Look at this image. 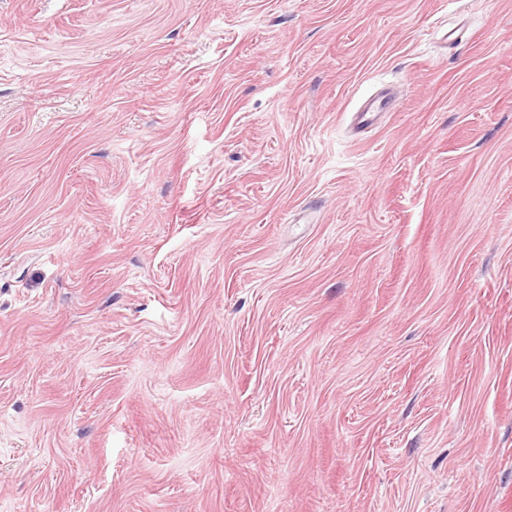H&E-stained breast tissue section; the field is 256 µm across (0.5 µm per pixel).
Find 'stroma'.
<instances>
[{
  "label": "stroma",
  "mask_w": 512,
  "mask_h": 512,
  "mask_svg": "<svg viewBox=\"0 0 512 512\" xmlns=\"http://www.w3.org/2000/svg\"><path fill=\"white\" fill-rule=\"evenodd\" d=\"M0 512H512V0H0ZM392 98L384 96H375L371 98L367 105L361 107L356 112V120L360 127H371L381 114V112L390 111V100Z\"/></svg>",
  "instance_id": "obj_1"
}]
</instances>
